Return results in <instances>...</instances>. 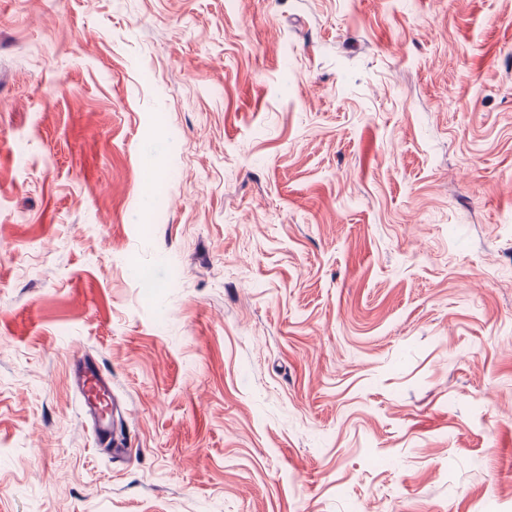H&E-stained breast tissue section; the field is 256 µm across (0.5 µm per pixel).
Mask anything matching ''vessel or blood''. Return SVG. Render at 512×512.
Masks as SVG:
<instances>
[{
    "instance_id": "b4317fda",
    "label": "vessel or blood",
    "mask_w": 512,
    "mask_h": 512,
    "mask_svg": "<svg viewBox=\"0 0 512 512\" xmlns=\"http://www.w3.org/2000/svg\"><path fill=\"white\" fill-rule=\"evenodd\" d=\"M70 371L81 398L83 414L92 422L97 443L112 446L114 455H125L123 441L113 438L111 375L84 356L73 360Z\"/></svg>"
}]
</instances>
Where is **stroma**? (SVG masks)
<instances>
[{
	"instance_id": "obj_1",
	"label": "stroma",
	"mask_w": 512,
	"mask_h": 512,
	"mask_svg": "<svg viewBox=\"0 0 512 512\" xmlns=\"http://www.w3.org/2000/svg\"><path fill=\"white\" fill-rule=\"evenodd\" d=\"M0 512H512V0H0ZM73 382L80 395L82 411L92 421V430L98 444L112 446L113 457L124 456L123 438H113L112 377L86 356L73 360L70 368Z\"/></svg>"
}]
</instances>
